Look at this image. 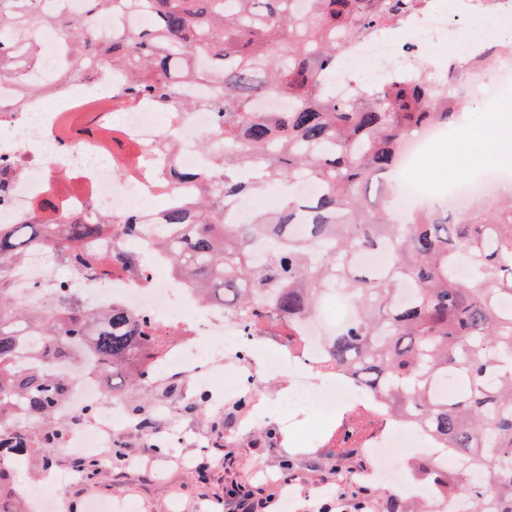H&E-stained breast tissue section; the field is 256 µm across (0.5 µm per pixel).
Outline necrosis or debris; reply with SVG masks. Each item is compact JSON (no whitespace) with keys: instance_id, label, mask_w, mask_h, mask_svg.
Returning <instances> with one entry per match:
<instances>
[{"instance_id":"1","label":"necrosis or debris","mask_w":512,"mask_h":512,"mask_svg":"<svg viewBox=\"0 0 512 512\" xmlns=\"http://www.w3.org/2000/svg\"><path fill=\"white\" fill-rule=\"evenodd\" d=\"M403 18L374 34L342 42L345 64L331 81L336 97L351 90L355 73L351 60L371 64L373 84L395 74H410L418 61L433 58L430 74L446 86L459 55H476L474 19L495 17L512 23V0H455L447 9L441 0H415ZM41 58L24 84L0 80V224H62L72 217L109 216L122 221L140 218L136 232L124 229L86 240L90 258L124 250L149 257L146 267L115 269L104 275L72 272L69 284L90 295L102 308L120 306L136 317L167 327L161 349L149 352L160 365H176L175 380L184 393L202 394L211 413H221L226 400L245 396L240 435L270 421L295 425L301 413L315 411L345 419L350 414L383 417L380 398L364 392L344 369L328 363L332 324L319 317L299 320L301 342L291 348L276 325L260 331L242 330L239 317L220 306L200 302L185 277L176 274L169 254L156 245L155 224L176 207H190L200 194L198 171L209 168L197 143L214 130L211 112L163 108L149 99L130 104L121 90L123 75L110 65L93 63L79 75L62 73L67 48L58 32L39 35ZM52 258L33 245L13 281L15 299L30 307L44 306L53 296L55 278L48 273ZM236 344L231 360L238 384L219 390L210 382L211 368L221 355L217 342ZM288 374V395L275 403L260 393L264 371ZM56 413L70 430L65 448H109L115 437L137 432L123 408L112 401L98 378L84 373L71 377L67 398ZM424 434L406 424H387L361 442L367 453L364 472L386 475L401 483L396 465L405 455L428 446Z\"/></svg>"}]
</instances>
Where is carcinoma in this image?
<instances>
[{"label":"carcinoma","instance_id":"obj_1","mask_svg":"<svg viewBox=\"0 0 512 512\" xmlns=\"http://www.w3.org/2000/svg\"><path fill=\"white\" fill-rule=\"evenodd\" d=\"M84 19L47 12L42 0H0V78L24 79L39 62L33 35L51 27L68 44L64 71L91 59L124 68V94L160 104L174 82L220 79L205 107L218 134L202 144L218 179H201V194L164 223L188 227L171 245L172 265L204 298L233 306L253 332L270 320L288 324L316 315L326 295L342 294L353 315L330 338L332 363L383 397L391 417L421 429L446 456H464L470 476L414 462L427 495L467 491L472 512H512V196L504 211L476 209L464 224L425 213L395 224L364 199L375 171L397 162L405 140L427 127H452L457 98L441 92L421 69L381 87L360 83L345 98L327 90L340 52L336 33L371 34L413 9L411 0H83ZM144 6L153 27L111 39L95 33L97 17ZM203 55L208 71L195 56ZM489 61L478 57L448 75ZM283 95L286 112H258L253 101ZM318 183L312 199L297 183ZM288 186V204L250 224L224 221L222 203ZM107 219L67 224H0V512H26L14 481L22 460L53 464L50 448L62 426L55 409L70 379L64 360L120 375L126 389L149 382L157 367L140 350L160 336L121 308L97 310L81 294L61 290L54 303L25 309L14 300L10 264L35 240L48 242L60 262L85 266L83 241L111 231ZM280 241L256 262L253 243ZM385 250L389 267L356 274L357 254ZM124 251L101 258L104 270L140 268Z\"/></svg>","mask_w":512,"mask_h":512}]
</instances>
